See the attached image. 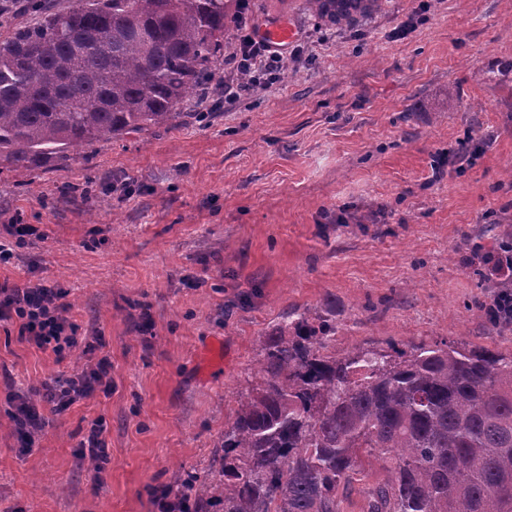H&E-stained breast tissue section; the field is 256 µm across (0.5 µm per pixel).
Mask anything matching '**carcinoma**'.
Wrapping results in <instances>:
<instances>
[{
	"label": "carcinoma",
	"instance_id": "carcinoma-1",
	"mask_svg": "<svg viewBox=\"0 0 512 512\" xmlns=\"http://www.w3.org/2000/svg\"><path fill=\"white\" fill-rule=\"evenodd\" d=\"M242 0H80L0 42V171L59 167L100 140L204 119ZM383 0H310L338 27ZM336 326L303 312L260 340L258 381L190 512H339L363 454L393 457L367 512H512V352L420 344L327 353Z\"/></svg>",
	"mask_w": 512,
	"mask_h": 512
}]
</instances>
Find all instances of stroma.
Wrapping results in <instances>:
<instances>
[{"label":"stroma","mask_w":512,"mask_h":512,"mask_svg":"<svg viewBox=\"0 0 512 512\" xmlns=\"http://www.w3.org/2000/svg\"><path fill=\"white\" fill-rule=\"evenodd\" d=\"M417 6L384 0L339 28L306 0H250L248 25L290 22L303 48L279 84L189 99L209 120L99 141L63 168L0 173V225L41 233L0 282L67 289L81 342L60 360L0 322V512H154L156 492L207 465L259 337L295 310L333 319L339 355L512 351V329L483 312L489 270L471 262L495 245L489 224L512 222V0ZM468 134L477 161L450 162ZM104 356L110 392L46 413L21 451L11 394ZM99 417L108 460L94 471L77 445ZM395 465L364 460L341 512H364V485Z\"/></svg>","instance_id":"35a3bbf8"}]
</instances>
